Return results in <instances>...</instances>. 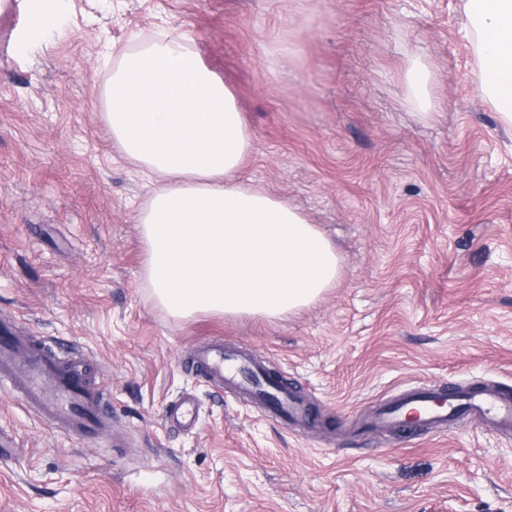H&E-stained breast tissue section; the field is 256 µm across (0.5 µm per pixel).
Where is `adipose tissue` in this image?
<instances>
[{
    "mask_svg": "<svg viewBox=\"0 0 512 512\" xmlns=\"http://www.w3.org/2000/svg\"><path fill=\"white\" fill-rule=\"evenodd\" d=\"M463 10L479 91L512 127V0H465ZM405 77L432 118L433 72L416 60ZM105 119L120 156L164 179L137 222L146 279L168 314L279 318L335 286L340 259L328 239L288 202L242 180L255 132L189 37L120 51Z\"/></svg>",
    "mask_w": 512,
    "mask_h": 512,
    "instance_id": "1",
    "label": "adipose tissue"
}]
</instances>
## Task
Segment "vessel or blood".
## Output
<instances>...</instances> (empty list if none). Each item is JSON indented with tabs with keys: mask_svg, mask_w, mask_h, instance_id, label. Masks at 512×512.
<instances>
[{
	"mask_svg": "<svg viewBox=\"0 0 512 512\" xmlns=\"http://www.w3.org/2000/svg\"><path fill=\"white\" fill-rule=\"evenodd\" d=\"M88 351L47 336L27 333L0 318V389L18 395L44 422L69 438L97 442L112 434V399L90 375ZM188 371L216 390L231 389L256 399L269 417L311 431L324 423L322 414L300 388L280 375L277 387L264 384L263 363L246 352H228L220 340L199 344L186 361ZM437 390L408 388L375 411L368 425L374 430L430 429L446 434L449 419L463 414L485 420L498 431L512 432V394L483 383L462 387L460 394L437 403ZM168 423L192 430L198 411L192 396L171 404Z\"/></svg>",
	"mask_w": 512,
	"mask_h": 512,
	"instance_id": "1",
	"label": "vessel or blood"
}]
</instances>
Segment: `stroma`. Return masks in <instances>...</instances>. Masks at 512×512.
<instances>
[{
  "instance_id": "obj_1",
  "label": "stroma",
  "mask_w": 512,
  "mask_h": 512,
  "mask_svg": "<svg viewBox=\"0 0 512 512\" xmlns=\"http://www.w3.org/2000/svg\"><path fill=\"white\" fill-rule=\"evenodd\" d=\"M0 0V316L94 355L111 440L68 438L0 390V512H512V437L360 431L414 385L512 393V128L476 89L461 0H65L34 31ZM189 34L257 133L249 183L299 207L340 257L281 318L171 317L143 269L154 182L104 114L111 47ZM429 63L441 115L405 71ZM210 339L316 399L295 431L184 374ZM195 395V429H165Z\"/></svg>"
}]
</instances>
